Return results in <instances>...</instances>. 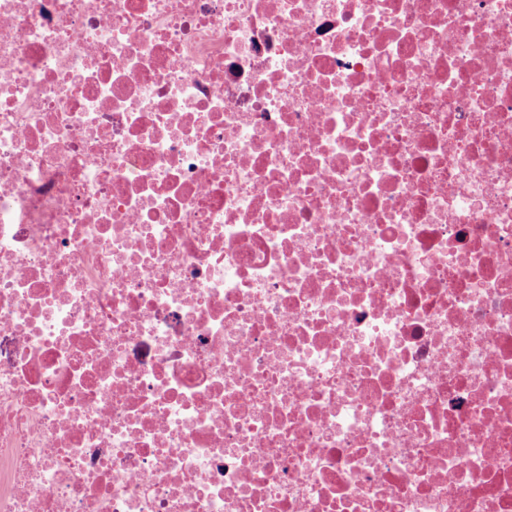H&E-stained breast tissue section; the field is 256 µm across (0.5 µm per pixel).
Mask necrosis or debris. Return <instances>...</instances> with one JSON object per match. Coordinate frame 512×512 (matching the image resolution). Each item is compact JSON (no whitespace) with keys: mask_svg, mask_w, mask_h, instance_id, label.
Here are the masks:
<instances>
[{"mask_svg":"<svg viewBox=\"0 0 512 512\" xmlns=\"http://www.w3.org/2000/svg\"><path fill=\"white\" fill-rule=\"evenodd\" d=\"M0 512H512V0H0Z\"/></svg>","mask_w":512,"mask_h":512,"instance_id":"necrosis-or-debris-1","label":"necrosis or debris"}]
</instances>
